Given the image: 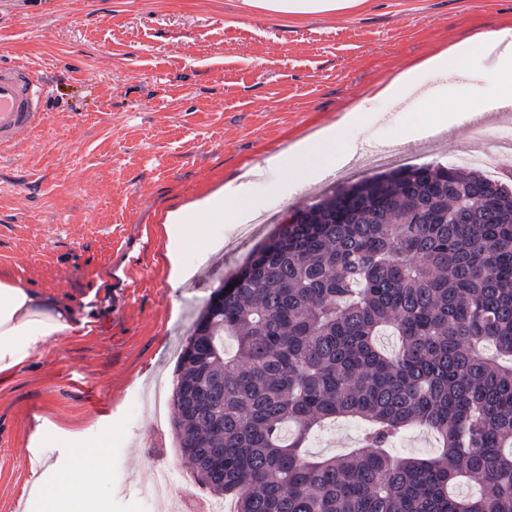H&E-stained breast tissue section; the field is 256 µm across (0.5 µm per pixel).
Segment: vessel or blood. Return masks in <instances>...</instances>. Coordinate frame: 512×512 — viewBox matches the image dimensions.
I'll use <instances>...</instances> for the list:
<instances>
[{
  "instance_id": "obj_1",
  "label": "vessel or blood",
  "mask_w": 512,
  "mask_h": 512,
  "mask_svg": "<svg viewBox=\"0 0 512 512\" xmlns=\"http://www.w3.org/2000/svg\"><path fill=\"white\" fill-rule=\"evenodd\" d=\"M50 93V84L28 65H0V158L45 126L44 104Z\"/></svg>"
}]
</instances>
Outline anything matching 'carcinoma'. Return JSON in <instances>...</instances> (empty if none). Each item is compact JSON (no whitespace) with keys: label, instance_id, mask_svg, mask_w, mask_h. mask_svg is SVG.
<instances>
[{"label":"carcinoma","instance_id":"cac0c4a2","mask_svg":"<svg viewBox=\"0 0 512 512\" xmlns=\"http://www.w3.org/2000/svg\"><path fill=\"white\" fill-rule=\"evenodd\" d=\"M177 372L179 448L233 512H512V191L426 164L292 213L212 293ZM340 417L362 448L304 455ZM408 426L440 452H389Z\"/></svg>","mask_w":512,"mask_h":512}]
</instances>
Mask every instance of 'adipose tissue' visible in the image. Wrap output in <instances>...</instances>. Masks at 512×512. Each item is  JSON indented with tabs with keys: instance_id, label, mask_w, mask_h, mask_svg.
<instances>
[{
	"instance_id": "obj_1",
	"label": "adipose tissue",
	"mask_w": 512,
	"mask_h": 512,
	"mask_svg": "<svg viewBox=\"0 0 512 512\" xmlns=\"http://www.w3.org/2000/svg\"><path fill=\"white\" fill-rule=\"evenodd\" d=\"M245 7L268 18L300 19L335 12H356L368 0H242ZM482 52L491 56L490 66L480 74L465 103H457V87L448 84L437 97L422 94L421 89L435 76L456 74L470 55V41L456 43L413 64L390 81L380 84L377 97L395 105L408 102L412 112L422 119L407 136L425 139L485 111V90H493L498 102L512 101V27L483 34ZM357 118L348 111L340 123L320 127L309 136L291 144L279 154L266 158L270 167L286 170L295 189H303L327 170L340 168L354 159L357 150L345 142L343 126ZM254 168L220 186L187 206L170 211L164 219L168 237L167 257L170 281L179 285L188 278L182 257L193 244L192 229L197 224H238L249 220L253 203L250 193ZM69 308L32 290L19 281L0 279V378L6 379L24 368L52 340L78 330ZM44 464L39 455L30 458L28 485L32 497L39 500L42 512H106L105 488L108 482L104 450L84 452L79 465L61 474L54 483L44 481Z\"/></svg>"
}]
</instances>
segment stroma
Returning <instances> with one entry per match:
<instances>
[{"mask_svg": "<svg viewBox=\"0 0 512 512\" xmlns=\"http://www.w3.org/2000/svg\"><path fill=\"white\" fill-rule=\"evenodd\" d=\"M512 26V0H370L366 10L271 21L241 0H0V63H27L52 86L48 120L0 161V278L70 305L84 328L51 341L0 384V512H40L29 458L46 479L111 439L108 512H165L140 496L145 477L193 476L170 401L177 362L211 293L285 215L370 177L333 170L287 193L268 172L251 188L253 230L198 224L169 281L167 212L263 163L357 103L343 130L360 155L399 145L405 164H449L468 124L408 140L417 117L375 95L411 63ZM104 396L91 402L86 384ZM77 426L79 440L61 429ZM340 421L312 436L311 456L357 446Z\"/></svg>", "mask_w": 512, "mask_h": 512, "instance_id": "obj_1", "label": "stroma"}]
</instances>
